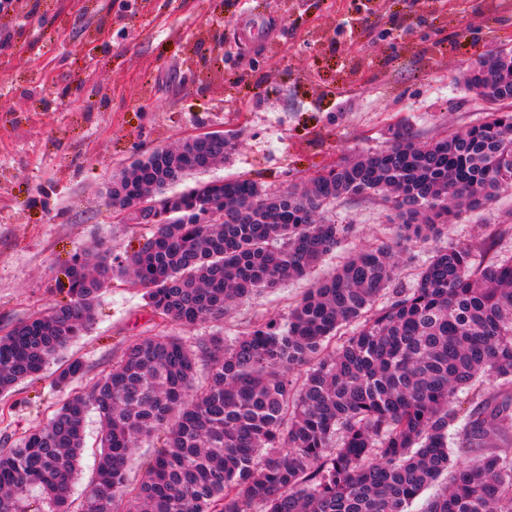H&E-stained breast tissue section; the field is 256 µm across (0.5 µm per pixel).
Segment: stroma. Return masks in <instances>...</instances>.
<instances>
[{
  "label": "stroma",
  "mask_w": 512,
  "mask_h": 512,
  "mask_svg": "<svg viewBox=\"0 0 512 512\" xmlns=\"http://www.w3.org/2000/svg\"><path fill=\"white\" fill-rule=\"evenodd\" d=\"M509 45L512 0H0V334L63 300L56 282L74 253L101 241L122 256L151 236V225L114 219L106 189L154 148L228 132L235 150L203 180L283 190L385 148L396 125L426 141L475 124L489 106L465 74ZM326 215L348 231L306 278L180 336L231 337L285 316L393 233L392 212L371 198L336 200ZM490 235L495 255L512 254V188L413 247L400 285L433 246ZM152 326L136 289L117 282L69 353L89 382ZM53 378L0 396V449L49 422L63 399Z\"/></svg>",
  "instance_id": "stroma-1"
}]
</instances>
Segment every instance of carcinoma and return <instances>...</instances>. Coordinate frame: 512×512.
<instances>
[{
    "label": "carcinoma",
    "instance_id": "carcinoma-1",
    "mask_svg": "<svg viewBox=\"0 0 512 512\" xmlns=\"http://www.w3.org/2000/svg\"><path fill=\"white\" fill-rule=\"evenodd\" d=\"M466 84L509 110L428 142L398 126L384 149L333 164L302 189L225 179L168 193L223 162L233 135L156 148L113 179L110 205L154 203L134 214L152 236L122 259L101 243L71 258L67 300L0 335V394L60 359L114 280L141 292L154 333L87 387L81 360L59 366L62 405L0 452V512H23L31 487L52 512H71L91 411L100 453L79 512H408L443 477L425 512H512V256L476 264L467 246L439 247L411 287L395 284L412 245L512 187V50L470 66ZM348 196L388 204L396 234L359 248L284 318L191 348L173 332L306 277L341 243L346 225L324 211ZM485 375L501 393L483 391ZM458 421L464 460L452 469L448 430ZM147 439L154 454L130 488Z\"/></svg>",
    "mask_w": 512,
    "mask_h": 512
}]
</instances>
